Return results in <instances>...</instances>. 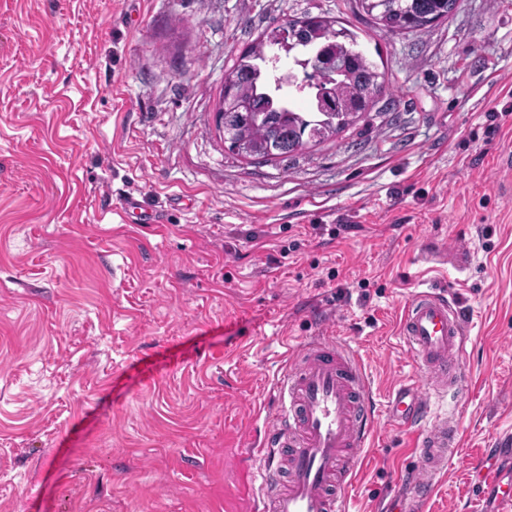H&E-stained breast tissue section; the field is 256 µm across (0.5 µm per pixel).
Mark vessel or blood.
Masks as SVG:
<instances>
[{"label":"vessel or blood","mask_w":512,"mask_h":512,"mask_svg":"<svg viewBox=\"0 0 512 512\" xmlns=\"http://www.w3.org/2000/svg\"><path fill=\"white\" fill-rule=\"evenodd\" d=\"M466 328L463 306L447 294L421 289L404 305L400 335L425 383L411 396L398 389L390 403L417 459L403 474L407 490L393 500L394 512H422L458 454V416L441 414L437 404L444 392L465 387ZM275 388L279 406L256 443L257 455L270 461L258 512H346L376 412L357 355L335 338L315 337L292 355Z\"/></svg>","instance_id":"1"}]
</instances>
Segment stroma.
I'll return each instance as SVG.
<instances>
[{"mask_svg": "<svg viewBox=\"0 0 512 512\" xmlns=\"http://www.w3.org/2000/svg\"><path fill=\"white\" fill-rule=\"evenodd\" d=\"M354 30L370 122L228 155L224 73L304 14ZM134 195L141 213L127 219ZM469 312L460 447L423 512H498L512 434V0L390 36L352 0H0V512H253L286 353L357 354L380 412L347 512H384L417 367L406 299Z\"/></svg>", "mask_w": 512, "mask_h": 512, "instance_id": "stroma-1", "label": "stroma"}]
</instances>
